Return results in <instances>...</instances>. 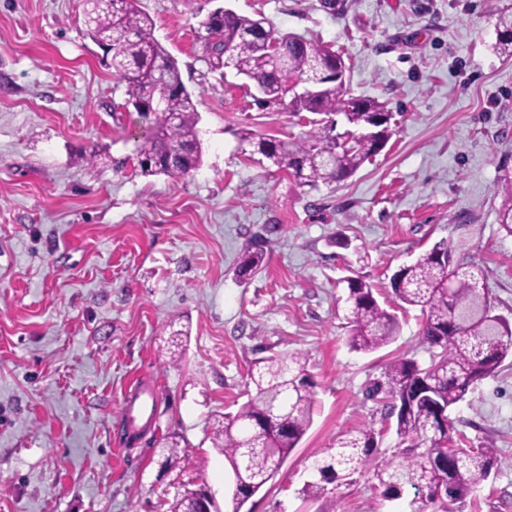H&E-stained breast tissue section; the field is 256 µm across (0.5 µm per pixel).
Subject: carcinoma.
<instances>
[{"label":"carcinoma","instance_id":"1","mask_svg":"<svg viewBox=\"0 0 512 512\" xmlns=\"http://www.w3.org/2000/svg\"><path fill=\"white\" fill-rule=\"evenodd\" d=\"M88 36L105 51L104 59L128 86L132 105L147 112V104L163 99L160 117L140 148L138 161L144 175L178 178L200 166L197 104L187 90L176 59L153 34L154 21L139 0H114L112 11L95 12L84 0ZM266 19L209 13L203 28L206 52L213 67L224 66V50L237 73L256 81L260 106L287 104L296 115L309 112L321 119H306L309 130L283 139H261L257 151L278 169L292 172L313 189L353 176L378 153L376 142L360 138L340 144L332 115L346 113L348 125L358 128L372 115L385 112L375 99L356 98L349 87L332 81L328 73L342 56L320 41L295 34H275ZM275 41L274 49L267 42ZM499 54L512 57V14L497 23ZM319 85L315 94L289 95V82ZM496 192L502 202L498 223L512 235V176L501 175ZM484 271L454 259L445 241L398 269L390 288L399 306L420 310L419 346L429 353V364L411 358L390 362L375 392L391 399L386 419L394 420L404 448L396 463H374L378 448L370 427L350 431L336 446L311 455L308 479L301 493L314 498L330 484L349 485L358 477L382 488L385 498L404 489H427L426 502L449 512L491 477L496 454L486 447L456 446L458 433L448 410L465 399L475 382L493 375L512 356V324L494 313L484 284ZM348 341L355 351L374 352L394 342L400 332L396 313L374 297L372 286L348 277ZM254 392L234 414H227L212 432L214 447L224 453L232 483L234 512L252 493L238 481L261 489L283 466L313 422L314 383L299 354L271 356L249 373ZM189 491L175 496L170 512H194Z\"/></svg>","mask_w":512,"mask_h":512}]
</instances>
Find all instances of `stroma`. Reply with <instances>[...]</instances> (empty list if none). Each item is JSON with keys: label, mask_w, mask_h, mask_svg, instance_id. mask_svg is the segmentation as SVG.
Here are the masks:
<instances>
[{"label": "stroma", "mask_w": 512, "mask_h": 512, "mask_svg": "<svg viewBox=\"0 0 512 512\" xmlns=\"http://www.w3.org/2000/svg\"><path fill=\"white\" fill-rule=\"evenodd\" d=\"M78 2L0 0V512H168L182 484L230 504L210 433L246 401L255 362L280 353L314 378L313 423L241 512H412V490L386 500L362 480L304 498V463L365 426L398 461L371 389L389 362L429 360L414 309L389 346L349 348L347 277L394 305L393 273L444 240L512 322L496 194L512 171V58L493 50L512 0H140L197 102L201 164L180 178L141 174L155 118L102 64ZM222 6L341 50L351 93L394 114L384 149L316 189L259 154L298 117L210 69L197 28ZM258 248L261 268L240 274ZM139 379L158 416L130 429L122 399ZM450 418L497 458L458 512H512V357ZM174 437L186 456L161 470Z\"/></svg>", "instance_id": "1"}]
</instances>
